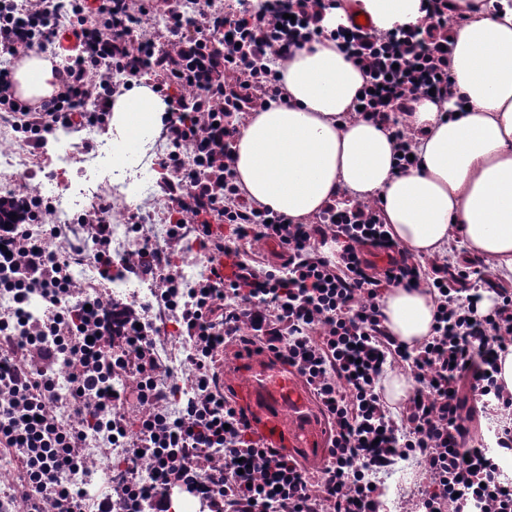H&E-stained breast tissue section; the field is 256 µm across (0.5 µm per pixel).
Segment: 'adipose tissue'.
<instances>
[{
    "mask_svg": "<svg viewBox=\"0 0 512 512\" xmlns=\"http://www.w3.org/2000/svg\"><path fill=\"white\" fill-rule=\"evenodd\" d=\"M467 21L452 28V75L463 105L420 99L404 123L417 130L420 165L396 167L388 131L355 113L366 82L335 41L296 50L282 65V100L252 113L234 146L245 197L297 224L312 223L339 195L377 202L391 239L434 256L460 239L498 273H512V7L456 0ZM383 32L421 18V0H354ZM26 97L51 95L57 76L34 57L16 69ZM146 85L116 95L112 129L120 141L165 112ZM436 305L426 287L392 288L383 299L391 336L407 346L431 333Z\"/></svg>",
    "mask_w": 512,
    "mask_h": 512,
    "instance_id": "ef3b65f1",
    "label": "adipose tissue"
}]
</instances>
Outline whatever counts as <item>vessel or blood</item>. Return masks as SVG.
<instances>
[{"label":"vessel or blood","instance_id":"vessel-or-blood-1","mask_svg":"<svg viewBox=\"0 0 512 512\" xmlns=\"http://www.w3.org/2000/svg\"><path fill=\"white\" fill-rule=\"evenodd\" d=\"M229 402L259 446L295 459L310 473L329 458L331 427L297 367L262 344L230 342L217 362Z\"/></svg>","mask_w":512,"mask_h":512}]
</instances>
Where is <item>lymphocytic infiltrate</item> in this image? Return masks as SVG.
I'll return each instance as SVG.
<instances>
[{
    "label": "lymphocytic infiltrate",
    "mask_w": 512,
    "mask_h": 512,
    "mask_svg": "<svg viewBox=\"0 0 512 512\" xmlns=\"http://www.w3.org/2000/svg\"><path fill=\"white\" fill-rule=\"evenodd\" d=\"M0 0V56L74 50L56 66L55 94L32 107L0 66V126L32 152L66 129L112 127V98L131 80H151L167 109L156 158L162 234L124 250L112 247L111 197L98 196L70 225L49 223L51 201L28 187L0 195V456L17 471L0 486V512H167L168 492L184 489L209 512H377L373 475L394 458H414L428 477L417 491L424 512L474 503L512 512V478L497 463L512 453V426L490 448H470V403L512 409L495 377L512 346V289L473 259L430 261V274L394 258L374 204L333 202L310 224L259 208L241 193L233 145L251 112L281 93L282 61L331 35L365 69L357 97L365 119L385 125L399 169L412 168L416 133L401 120L419 96L453 93L448 20L455 0H427L424 26L379 34L345 21L325 31L334 0ZM163 13L161 31L141 18ZM274 243L276 260H248L247 245ZM190 244L207 260L184 284L175 252ZM388 253L385 265L371 250ZM235 271L225 276L222 267ZM111 280L113 266L146 284L151 299L91 296L80 266ZM425 283L436 303L432 334L410 348L390 336L382 313L388 289ZM495 295L479 314L483 293ZM40 297L44 313L28 306ZM173 325L184 343L175 378L163 367L154 325ZM252 338L314 383L334 431L318 479L297 463L259 448L219 389L214 363L230 337ZM67 368L66 393L52 375ZM403 364L417 387L399 413L386 405L380 378ZM139 412L129 424L125 412ZM119 453L113 492L87 503L76 475L94 455ZM148 461L150 480L139 465Z\"/></svg>",
    "instance_id": "obj_1"
}]
</instances>
